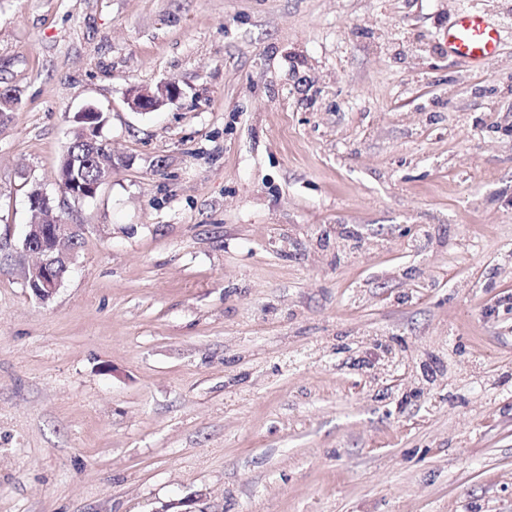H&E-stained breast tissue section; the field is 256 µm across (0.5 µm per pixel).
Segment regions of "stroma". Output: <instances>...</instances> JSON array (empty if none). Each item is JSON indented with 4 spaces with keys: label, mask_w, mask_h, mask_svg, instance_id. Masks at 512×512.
Listing matches in <instances>:
<instances>
[{
    "label": "stroma",
    "mask_w": 512,
    "mask_h": 512,
    "mask_svg": "<svg viewBox=\"0 0 512 512\" xmlns=\"http://www.w3.org/2000/svg\"><path fill=\"white\" fill-rule=\"evenodd\" d=\"M0 88V237L85 227L0 263V512H512V0H0ZM441 40L449 55L480 66L498 54L501 46L500 26L481 12L464 10L442 32ZM178 88L174 84H165L157 88V91L150 89H135L128 99L130 106L141 112L155 110L163 102L173 100L178 95ZM82 139L83 131L80 127L64 153L69 154V156L72 157V160L75 161V172L82 187L91 189L97 179L98 173L97 168L91 161V158L88 157V149H86L84 144L80 142ZM49 207V206H48ZM50 208L51 223L26 224L22 236L12 246L7 240L0 249L7 247L4 259H14L20 268L25 288L31 287L40 301L49 300L63 282L64 275L80 248L83 224H75L64 218L54 207ZM34 258L30 263L28 258Z\"/></svg>",
    "instance_id": "stroma-1"
}]
</instances>
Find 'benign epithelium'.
I'll return each mask as SVG.
<instances>
[{"label": "benign epithelium", "instance_id": "benign-epithelium-1", "mask_svg": "<svg viewBox=\"0 0 512 512\" xmlns=\"http://www.w3.org/2000/svg\"><path fill=\"white\" fill-rule=\"evenodd\" d=\"M177 95V86L170 83L155 91L135 89L129 104L137 111L147 112L167 100L175 99ZM50 213L51 223L26 225L16 244L0 241V249H8L4 259H14L20 268L24 286L32 289L42 302L49 300L61 286L80 248L82 230V225L64 218L55 208H50Z\"/></svg>", "mask_w": 512, "mask_h": 512}]
</instances>
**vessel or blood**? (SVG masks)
Instances as JSON below:
<instances>
[{
    "label": "vessel or blood",
    "mask_w": 512,
    "mask_h": 512,
    "mask_svg": "<svg viewBox=\"0 0 512 512\" xmlns=\"http://www.w3.org/2000/svg\"><path fill=\"white\" fill-rule=\"evenodd\" d=\"M441 40L449 55L479 66L498 54L500 26L481 12L465 10L442 32Z\"/></svg>",
    "instance_id": "vessel-or-blood-1"
}]
</instances>
